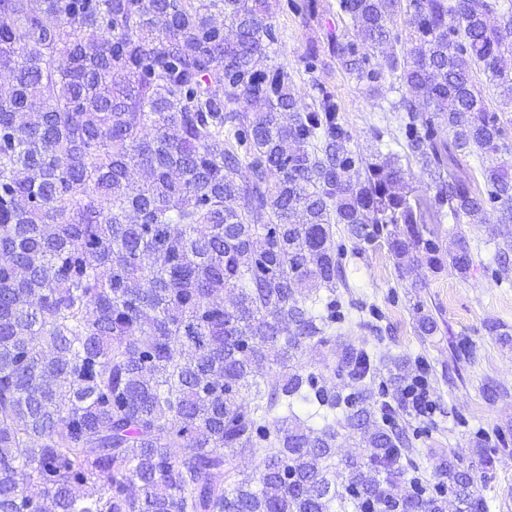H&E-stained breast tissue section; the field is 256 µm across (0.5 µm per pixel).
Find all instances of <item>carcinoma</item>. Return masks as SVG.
Returning a JSON list of instances; mask_svg holds the SVG:
<instances>
[{
  "instance_id": "cac0c4a2",
  "label": "carcinoma",
  "mask_w": 512,
  "mask_h": 512,
  "mask_svg": "<svg viewBox=\"0 0 512 512\" xmlns=\"http://www.w3.org/2000/svg\"><path fill=\"white\" fill-rule=\"evenodd\" d=\"M282 7L0 0V512H488L457 451L434 466L451 503L400 497L404 439L298 350L336 351V300L312 307L345 283L336 225L372 242L401 224L398 269L465 277L470 240L447 259L428 221L512 223V0H339L329 53L371 91L405 88L392 109L431 200L410 198L398 155L351 150L333 92L297 98L271 58ZM399 16L405 48L387 52ZM469 156L484 191L455 173ZM375 370L342 347L353 383ZM339 413L365 444L342 491Z\"/></svg>"
}]
</instances>
